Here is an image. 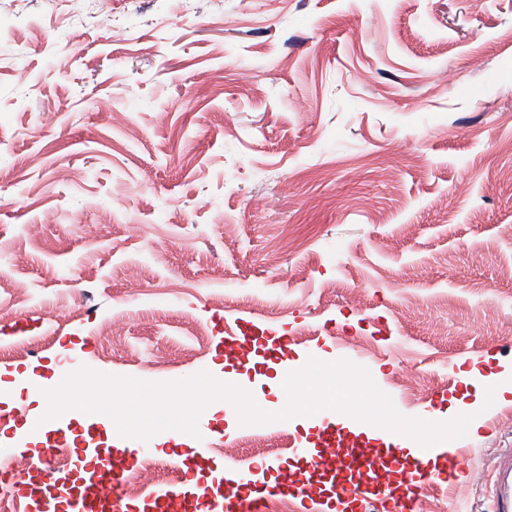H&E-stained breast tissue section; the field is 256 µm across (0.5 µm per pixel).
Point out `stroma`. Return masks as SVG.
I'll return each mask as SVG.
<instances>
[{
  "label": "stroma",
  "instance_id": "35a3bbf8",
  "mask_svg": "<svg viewBox=\"0 0 512 512\" xmlns=\"http://www.w3.org/2000/svg\"><path fill=\"white\" fill-rule=\"evenodd\" d=\"M512 0H0V371L151 383L222 364L284 409L263 350L367 369L407 418L470 409L439 512H491L512 451ZM471 371L469 382L461 372ZM300 419L202 411L204 475Z\"/></svg>",
  "mask_w": 512,
  "mask_h": 512
}]
</instances>
